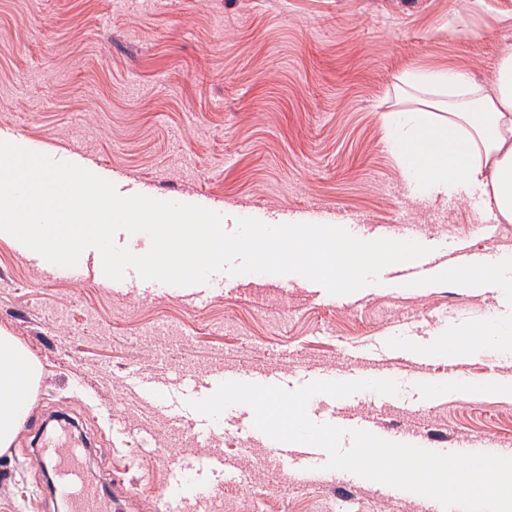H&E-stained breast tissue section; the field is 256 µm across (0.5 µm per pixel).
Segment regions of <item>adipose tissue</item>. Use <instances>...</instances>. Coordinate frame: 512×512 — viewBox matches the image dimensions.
Segmentation results:
<instances>
[{"mask_svg": "<svg viewBox=\"0 0 512 512\" xmlns=\"http://www.w3.org/2000/svg\"><path fill=\"white\" fill-rule=\"evenodd\" d=\"M411 107L386 114L391 141L405 176L436 193L474 189L484 202L482 217L512 222V50L482 88L454 68L411 70ZM448 279L462 288L491 281L512 288V256L488 265L449 264ZM40 370L14 336L0 330V451L23 429Z\"/></svg>", "mask_w": 512, "mask_h": 512, "instance_id": "1", "label": "adipose tissue"}]
</instances>
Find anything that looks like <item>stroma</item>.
I'll list each match as a JSON object with an SVG mask.
<instances>
[{"label": "stroma", "mask_w": 512, "mask_h": 512, "mask_svg": "<svg viewBox=\"0 0 512 512\" xmlns=\"http://www.w3.org/2000/svg\"><path fill=\"white\" fill-rule=\"evenodd\" d=\"M512 49V0H0V135L67 162L89 161L121 194L146 192L221 213L226 230L250 212L267 224L316 211L355 219L364 239L417 234L436 266L461 247L512 253V223L478 233L476 193L429 194L409 184L384 115L412 69L451 66L482 84ZM94 272L51 278L39 259L0 239V328L42 368L33 411L0 454V512H57L36 458L77 448L82 474L111 512H164L174 470L205 445L140 398L136 379L182 381L217 366L277 372L286 389L307 373L347 366L363 349L391 365L396 402L342 405L318 397L311 420L339 412L400 433L496 440L512 447V400L438 399L418 385L452 331L512 315V293L459 288L438 271L406 285L396 265L381 282L336 296L298 275L230 277L226 288L155 293ZM431 353L421 366L419 353ZM216 446L237 473L182 512H422L418 496L372 481L341 497L329 476L292 484L270 449L241 436L249 421L223 412Z\"/></svg>", "instance_id": "obj_1"}]
</instances>
